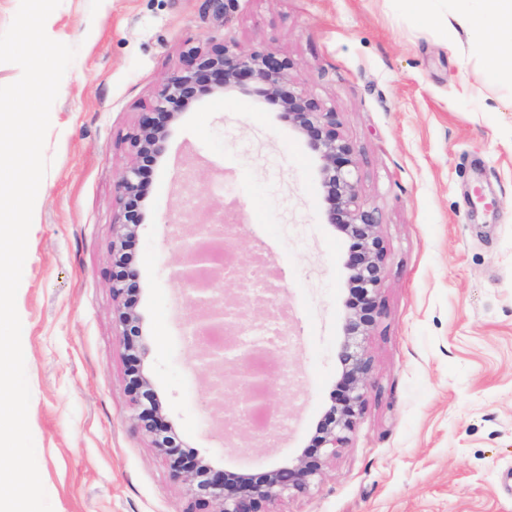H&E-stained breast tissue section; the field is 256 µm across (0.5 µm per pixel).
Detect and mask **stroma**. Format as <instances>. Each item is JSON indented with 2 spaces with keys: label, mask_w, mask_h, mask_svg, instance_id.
Masks as SVG:
<instances>
[{
  "label": "stroma",
  "mask_w": 512,
  "mask_h": 512,
  "mask_svg": "<svg viewBox=\"0 0 512 512\" xmlns=\"http://www.w3.org/2000/svg\"><path fill=\"white\" fill-rule=\"evenodd\" d=\"M456 0L422 24L401 0H62L50 38L77 54L54 102L50 168L28 236L16 306L28 422L53 512H188L165 458L130 415V363L112 296L116 183L157 87L208 42L273 48L299 88L335 112L359 198L380 223L381 316L363 346L372 370L347 448L309 494L278 512H512V80H489L458 29ZM320 161L277 106L227 91L172 124L147 190L131 268L142 365L178 449L257 472L313 444L337 393L350 241L326 220ZM240 217L233 259L264 261L288 304V366L249 436L214 408L218 371L198 368L175 277L193 226ZM287 420L277 428L275 417Z\"/></svg>",
  "instance_id": "obj_1"
}]
</instances>
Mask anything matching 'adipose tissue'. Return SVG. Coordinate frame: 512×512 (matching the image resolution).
Instances as JSON below:
<instances>
[{
    "label": "adipose tissue",
    "mask_w": 512,
    "mask_h": 512,
    "mask_svg": "<svg viewBox=\"0 0 512 512\" xmlns=\"http://www.w3.org/2000/svg\"><path fill=\"white\" fill-rule=\"evenodd\" d=\"M494 77L512 76V0H473L458 18Z\"/></svg>",
    "instance_id": "1"
}]
</instances>
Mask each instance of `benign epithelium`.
<instances>
[{"label":"benign epithelium","mask_w":512,"mask_h":512,"mask_svg":"<svg viewBox=\"0 0 512 512\" xmlns=\"http://www.w3.org/2000/svg\"><path fill=\"white\" fill-rule=\"evenodd\" d=\"M295 69V64L272 48L241 53L224 42H214L205 50L190 49L183 67L159 85L152 112L143 118L131 137L133 160L116 184L121 213L113 223L112 296L117 301L121 326L119 342L132 362L127 388L133 419L152 437L153 448L167 459L172 478L185 488L190 499L189 512H276L274 506L284 499L309 493L329 461L339 449L347 447L349 434L354 432L365 405L371 360L361 340L369 335L380 315L378 297L385 249L376 217L359 201L355 161L338 130L336 113L325 110L317 100L297 90L292 75ZM249 83L255 85L254 92L281 109L317 153L328 223L351 242L346 262L351 288L346 302L337 402L318 423L313 449H305L288 464L261 473L227 470L208 458L187 463L173 456V427L163 417L162 401L140 364L144 343L140 317L130 298L136 283L129 270L138 229L144 220L148 179L153 166L165 154L170 125L192 100L236 88L246 92ZM236 228L235 224H218L213 220L196 225V243L189 250L185 269L178 272L179 279L190 284L186 302L191 325L201 331H224L223 345L197 349V361L202 367L224 370V381L212 387L214 405L219 407L224 406L228 392L235 389V376L242 363L258 355L286 361L293 350L285 329L277 342L264 336H250L264 326L247 318L246 309L253 296H265L270 302L278 290L241 288L236 300L229 303L223 300L224 289L216 287L223 280L226 266L215 242L232 243L237 237ZM270 385L267 373L257 374L249 399L235 411L232 420L242 427L249 402L269 403Z\"/></svg>","instance_id":"1"}]
</instances>
